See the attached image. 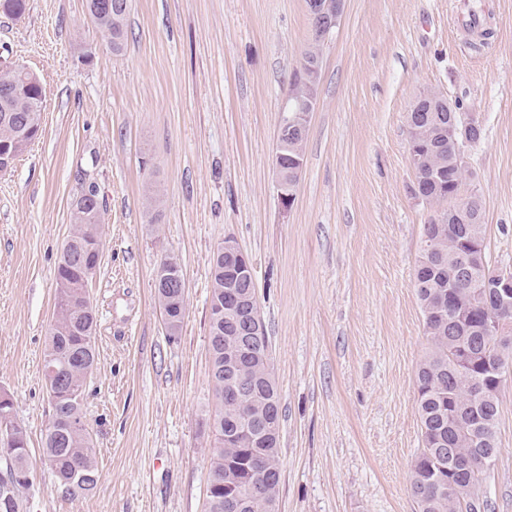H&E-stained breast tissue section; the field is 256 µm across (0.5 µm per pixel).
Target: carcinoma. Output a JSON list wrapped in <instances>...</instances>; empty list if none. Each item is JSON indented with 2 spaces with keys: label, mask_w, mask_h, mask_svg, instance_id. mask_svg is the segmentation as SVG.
I'll use <instances>...</instances> for the list:
<instances>
[{
  "label": "carcinoma",
  "mask_w": 512,
  "mask_h": 512,
  "mask_svg": "<svg viewBox=\"0 0 512 512\" xmlns=\"http://www.w3.org/2000/svg\"><path fill=\"white\" fill-rule=\"evenodd\" d=\"M100 0H88L90 18L110 43L112 50L123 51L127 37L126 21L130 0H119L120 8L107 11ZM0 84L18 88L9 100L0 98V143H12L24 135L28 124L29 102L41 93L21 71L0 67ZM458 107L447 104L437 111L420 113L417 146L422 156L415 181L423 187L432 214L442 213L441 222L428 223L424 230L433 242L432 250L422 251L415 272V290L424 318L429 349L417 371L418 412L423 448L414 468L424 476L421 483L410 485L418 512H490L487 496L480 495L481 504L469 497L468 486L480 482L475 471L453 476L460 490L448 488V467L454 457H484L491 445L484 442L486 433L496 429L499 399L487 405L473 400L474 388L483 384L487 391L497 390L496 377L489 367L491 338L481 331L491 313L505 326L506 345H512V307L497 310L492 300L501 287L500 270L491 267L486 250L479 248L477 237L485 236L484 206L476 191L474 175L458 161L457 152L479 142L483 129L479 126H454ZM102 237L101 225L76 211L61 250L56 283L55 310L49 328L44 354L43 373L52 410L45 431L43 456L58 484L70 494H86L97 483V466L92 452L91 436L82 412L83 399L73 396L84 386L95 363L96 316L87 288L89 268L95 254L89 249ZM211 296L224 297V261L210 259ZM159 307L169 316H176L186 305L185 294L177 288H158ZM238 336V347L244 353L252 350L248 338L242 337L233 315L224 316V323L210 322L209 335ZM212 355L211 378L217 398L213 424H224V342L209 346ZM248 373L259 393L248 402L261 406L265 396L266 367L261 361L248 364ZM0 459L3 473L30 475L26 434L13 423L0 420ZM261 463L267 471L259 477L257 490L227 500L224 491L208 486L207 512H277L280 470V449L249 448L245 444L224 447L214 440L210 456V481L224 482L236 474L253 479L238 469L249 460ZM26 487L17 483L10 496H4L0 485V512H19V491Z\"/></svg>",
  "instance_id": "1"
}]
</instances>
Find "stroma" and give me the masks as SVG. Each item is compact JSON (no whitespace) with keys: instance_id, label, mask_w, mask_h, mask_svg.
Here are the masks:
<instances>
[{"instance_id":"1","label":"stroma","mask_w":512,"mask_h":512,"mask_svg":"<svg viewBox=\"0 0 512 512\" xmlns=\"http://www.w3.org/2000/svg\"><path fill=\"white\" fill-rule=\"evenodd\" d=\"M27 3L19 19L0 15V67H28L44 88L41 136L0 173V393L30 449L23 512H205L217 404L209 259L228 235L254 264L272 346L279 512H416L428 339L414 276L428 207L407 114L432 90L481 117L465 157L488 259L512 270V0H347L288 208L273 156L307 43L305 0H132L120 53L87 0ZM479 5L487 38L463 23ZM91 185L103 250L83 412L98 482L70 496L42 456L43 358L73 203ZM166 254L187 283L173 337L154 288ZM497 444L483 489L492 512H512V370Z\"/></svg>"}]
</instances>
